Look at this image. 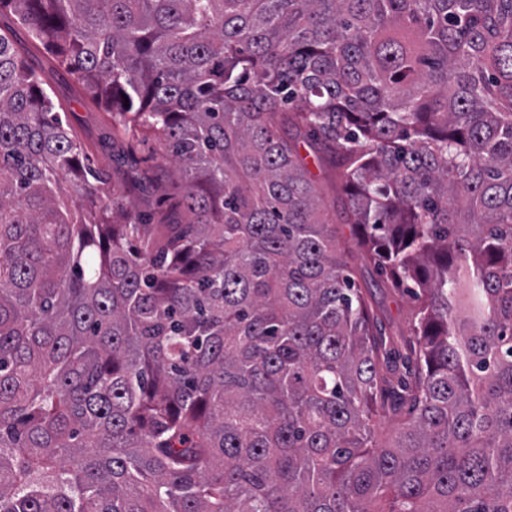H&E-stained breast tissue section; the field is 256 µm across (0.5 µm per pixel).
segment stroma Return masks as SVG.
<instances>
[{"label": "stroma", "instance_id": "1", "mask_svg": "<svg viewBox=\"0 0 512 512\" xmlns=\"http://www.w3.org/2000/svg\"><path fill=\"white\" fill-rule=\"evenodd\" d=\"M34 62L52 90L57 111L66 114L72 134L84 144L87 164L105 173L112 188L126 192L134 212L160 223L182 189L175 161L159 142L121 132L115 119L84 95L76 79L51 54L38 53ZM300 152L307 157L328 217L336 225V239L356 284L379 313L384 336L396 340L399 350H408L416 343L413 298L404 289L391 288L381 270L361 254L358 230L348 222L346 198L335 169L319 163L310 147H301Z\"/></svg>", "mask_w": 512, "mask_h": 512}]
</instances>
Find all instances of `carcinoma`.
Here are the masks:
<instances>
[{
    "label": "carcinoma",
    "instance_id": "1",
    "mask_svg": "<svg viewBox=\"0 0 512 512\" xmlns=\"http://www.w3.org/2000/svg\"><path fill=\"white\" fill-rule=\"evenodd\" d=\"M6 7L162 141L183 218L108 191L0 34V512H512V0ZM303 133L413 290L408 355ZM299 148L302 155H309V170L319 186L328 218L336 224V239L341 249L346 251L340 252L353 272L357 286L378 310L382 334L386 340L395 339L398 342L396 347L408 353V348L416 343L411 330L416 303L403 288H391L381 270L361 254L357 247L358 230L348 224L346 197L340 191L336 170L328 163H319L316 155L322 154L313 148L306 144L303 147V143Z\"/></svg>",
    "mask_w": 512,
    "mask_h": 512
}]
</instances>
